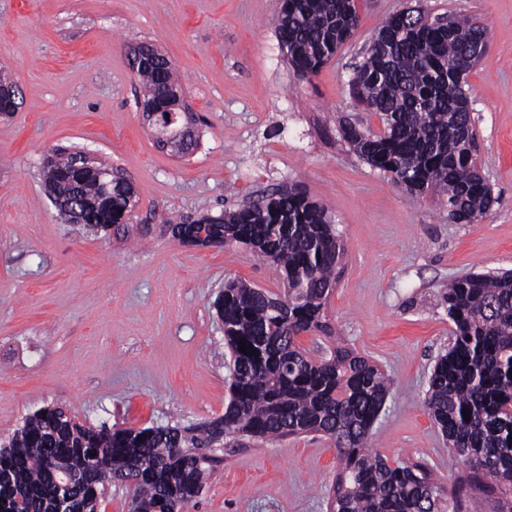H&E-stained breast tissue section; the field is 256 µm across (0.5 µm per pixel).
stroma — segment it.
Returning a JSON list of instances; mask_svg holds the SVG:
<instances>
[{
    "label": "stroma",
    "instance_id": "1",
    "mask_svg": "<svg viewBox=\"0 0 512 512\" xmlns=\"http://www.w3.org/2000/svg\"><path fill=\"white\" fill-rule=\"evenodd\" d=\"M465 15L488 30L471 70L482 175L497 199L475 224L450 222L360 159L340 122L382 124L350 81L393 12ZM361 25L314 76L294 70L275 34L278 0H0V65L20 89L0 115V437L53 404L120 428L202 422L224 412L228 357L212 303L225 281L272 292L271 265L235 246L171 239L166 223L218 215L297 186L329 211L345 257L327 306L330 338L390 379L371 443L421 461L455 493L465 466L423 408L452 323L441 295L472 272L512 271V0H358ZM139 43L178 67L200 144L157 148L130 67ZM74 147L118 167L139 202L127 240L58 223L42 158ZM336 447L317 434L224 442V462L188 512H326Z\"/></svg>",
    "mask_w": 512,
    "mask_h": 512
}]
</instances>
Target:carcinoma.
<instances>
[{
    "label": "carcinoma",
    "mask_w": 512,
    "mask_h": 512,
    "mask_svg": "<svg viewBox=\"0 0 512 512\" xmlns=\"http://www.w3.org/2000/svg\"><path fill=\"white\" fill-rule=\"evenodd\" d=\"M359 24L356 0H280L275 33L288 63L310 75ZM485 40V29L459 15L435 27L391 14L352 80L357 102L382 128L341 126L360 158L411 194L438 193L457 224L477 222L496 203L478 167L465 81L469 56ZM132 69L160 127L177 132L180 117L167 95L181 86L175 63L134 57ZM76 155L54 148L42 159L44 183L64 195L59 223L128 232L137 205L132 183L119 172L101 181ZM166 230L182 244L244 245L283 277L279 294L232 280L215 301L230 352L224 414L190 426L116 428L82 424L59 405L38 409L0 440V512H99L116 481L132 490L129 512H183L224 462V439L308 433L336 441L340 470L327 498L334 512H447L445 489L430 470L390 463L368 446L389 393L378 365L349 348L314 358L298 345L303 333H328L327 304L344 258L326 208L290 187ZM442 301L454 329L424 406L466 466L461 492L494 495L497 512H512V273L466 274L448 284Z\"/></svg>",
    "instance_id": "obj_1"
}]
</instances>
